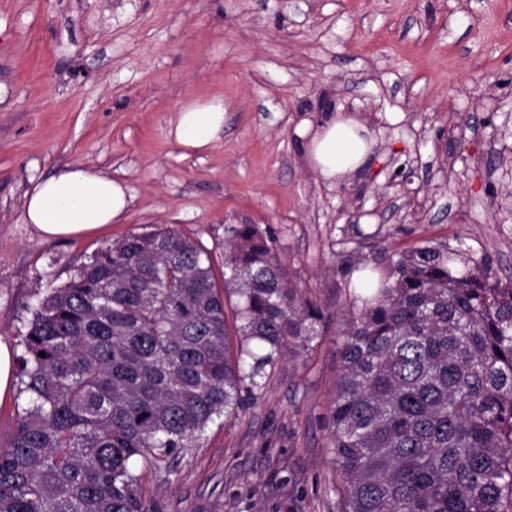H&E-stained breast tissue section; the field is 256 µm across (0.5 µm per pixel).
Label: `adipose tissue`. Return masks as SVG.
I'll use <instances>...</instances> for the list:
<instances>
[{
    "label": "adipose tissue",
    "mask_w": 512,
    "mask_h": 512,
    "mask_svg": "<svg viewBox=\"0 0 512 512\" xmlns=\"http://www.w3.org/2000/svg\"><path fill=\"white\" fill-rule=\"evenodd\" d=\"M224 132V101L181 103L168 126L169 137L189 152L208 150ZM356 117L336 113L319 127L303 124L305 158L328 184H336L365 165L372 142ZM132 201L127 186L82 165L39 180L25 195L24 219L42 239L76 238L119 221Z\"/></svg>",
    "instance_id": "ef3b65f1"
}]
</instances>
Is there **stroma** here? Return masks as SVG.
I'll list each match as a JSON object with an SVG mask.
<instances>
[{
    "label": "stroma",
    "mask_w": 512,
    "mask_h": 512,
    "mask_svg": "<svg viewBox=\"0 0 512 512\" xmlns=\"http://www.w3.org/2000/svg\"><path fill=\"white\" fill-rule=\"evenodd\" d=\"M512 0H0V342L17 348L45 289L159 227L214 263L255 224L325 333L265 372L199 447L141 469L153 512H339L328 439L353 288L341 257L425 243L512 262ZM224 101V135L191 154L167 130L186 99ZM367 126V164L335 185L306 164L302 121ZM81 164L133 201L110 228L41 240L34 180Z\"/></svg>",
    "instance_id": "stroma-1"
}]
</instances>
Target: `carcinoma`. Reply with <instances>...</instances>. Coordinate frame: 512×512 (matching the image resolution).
<instances>
[{"label":"carcinoma","instance_id":"obj_1","mask_svg":"<svg viewBox=\"0 0 512 512\" xmlns=\"http://www.w3.org/2000/svg\"><path fill=\"white\" fill-rule=\"evenodd\" d=\"M375 271L353 289L328 415L341 512H512V280L430 243ZM323 318L256 224L224 226L220 273L169 229L106 246L21 341L0 512H153L137 463L196 447Z\"/></svg>","mask_w":512,"mask_h":512}]
</instances>
